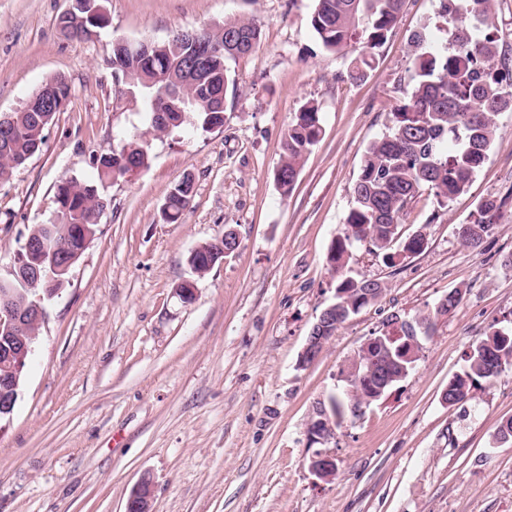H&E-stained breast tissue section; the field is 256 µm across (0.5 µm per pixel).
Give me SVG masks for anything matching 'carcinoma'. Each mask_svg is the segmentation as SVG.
Listing matches in <instances>:
<instances>
[{
  "label": "carcinoma",
  "mask_w": 512,
  "mask_h": 512,
  "mask_svg": "<svg viewBox=\"0 0 512 512\" xmlns=\"http://www.w3.org/2000/svg\"><path fill=\"white\" fill-rule=\"evenodd\" d=\"M406 0H316L312 28L329 52L350 58L346 76L357 81L375 63V50L387 40L388 33L402 13ZM448 15L449 38L438 55L424 51L427 36L414 35L412 48L416 80L403 101L392 112L389 132L372 141L363 156L360 174L353 187L354 205L345 219V232L333 241L328 263L336 274L339 305L336 325H341L382 294L383 284L376 279H357L350 275V249L364 243L393 266L400 253L417 254L426 245L418 233L395 248L398 224L405 208L424 188L433 192L439 207L445 208L458 194L469 189L485 163L497 131V117L505 111L512 96L502 91L495 60L498 45L489 32L492 27L490 0H443ZM74 15L82 20L58 18L62 33L84 39L108 23L100 0H73ZM215 41L224 43V54L205 65L203 81L186 87H172L169 79L196 55L174 32L160 41L161 49L149 57L130 42L122 53H112L109 63L121 86L135 91L142 104L147 132L171 133L192 128L208 131L223 125L222 111L214 108L215 95L226 89V62L249 54L260 38L258 25L249 19H234L213 29ZM70 96V86L63 78L45 83L33 94L44 108L23 105L15 112L0 115V181L40 152L45 130L60 111L59 100ZM319 109L306 105L292 120L282 143L280 161L274 172L277 188L289 194L298 179L305 156L321 136ZM148 164L147 143L141 135L121 140L108 156L93 162L98 181L114 182ZM192 182L187 176L167 192L162 218L179 222L188 210ZM56 203L62 207L61 219L34 227L28 237L81 258L96 237L98 225L108 200L93 187L70 179L59 185ZM498 201L487 198L478 208V217L459 228L461 242L478 249L493 231L491 217ZM236 245L233 231L224 239L199 245L198 256L206 261L211 252ZM462 299L458 290L445 296V303L434 310L405 319L391 315L388 323L400 324L401 336L382 335L377 349L384 357L373 362L364 351L351 361L342 379L345 388L330 397L326 412L341 425L357 418L351 407H369L382 398L400 379L399 365L412 370L421 350V337L432 335L440 316L456 309ZM512 367V328L498 329L476 340L464 359L463 367L448 380V403L467 400L481 383L500 375L499 367ZM392 367V375L382 393L371 392L356 383L353 370L368 372Z\"/></svg>",
  "instance_id": "cac0c4a2"
}]
</instances>
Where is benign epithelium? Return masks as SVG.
Here are the masks:
<instances>
[{"mask_svg":"<svg viewBox=\"0 0 512 512\" xmlns=\"http://www.w3.org/2000/svg\"><path fill=\"white\" fill-rule=\"evenodd\" d=\"M11 276L24 283L40 276L38 266L20 263L11 267ZM62 289L51 282L44 292L29 290L23 303H18L13 289L0 291V365L5 373L0 375V421L10 419L17 401L19 382L31 361L46 311L44 299L59 295ZM329 340L327 336H310L300 355L299 364L305 366L315 359ZM334 420L327 414L315 413L309 425L313 443L327 444L335 438ZM310 471L322 481H330L336 473L335 459L320 450L310 462ZM153 480L142 477L131 490L125 512H153Z\"/></svg>","mask_w":512,"mask_h":512,"instance_id":"obj_1","label":"benign epithelium"}]
</instances>
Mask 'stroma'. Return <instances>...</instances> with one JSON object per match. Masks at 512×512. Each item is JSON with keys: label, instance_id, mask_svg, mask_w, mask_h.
Returning <instances> with one entry per match:
<instances>
[{"label": "stroma", "instance_id": "obj_1", "mask_svg": "<svg viewBox=\"0 0 512 512\" xmlns=\"http://www.w3.org/2000/svg\"><path fill=\"white\" fill-rule=\"evenodd\" d=\"M71 0H0V113L21 108L50 79L71 88L39 153L0 184V277L29 230L57 218L58 186L96 182L91 160L120 135L145 133L133 96L115 93L108 58L122 37L161 40L175 30L252 19L260 41L228 61L221 127L149 136L147 167L98 184L110 205L95 239L46 321L9 421L0 423V512H124L142 475L155 512H512V445L496 440L512 419V371L448 404L449 379L471 344L512 319V112L501 113L471 188L440 208L422 191L400 238H426L418 254L383 264L353 249L357 278L385 291L352 316L306 366L312 326L336 296L326 256L344 231L368 143L414 83L411 42L426 31L442 50L440 0L406 8L364 79L326 51L311 25L315 0H102L96 37H64ZM320 109L322 134L291 194L274 181L297 112ZM193 178L182 222L162 220L170 187ZM501 206L479 249L458 227L483 198ZM238 234L237 250L202 278L187 263L198 245ZM195 279L191 301L177 286ZM463 298L424 340L414 369L364 415L337 430V463L324 482L308 468V428L343 383L339 372L397 313Z\"/></svg>", "mask_w": 512, "mask_h": 512}]
</instances>
